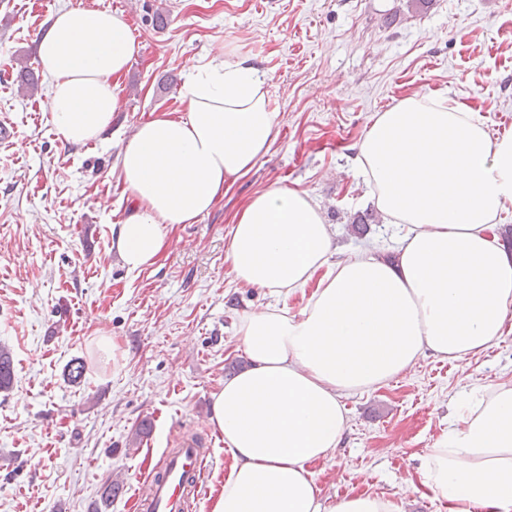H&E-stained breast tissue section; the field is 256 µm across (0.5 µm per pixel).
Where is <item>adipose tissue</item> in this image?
Instances as JSON below:
<instances>
[{"label":"adipose tissue","mask_w":512,"mask_h":512,"mask_svg":"<svg viewBox=\"0 0 512 512\" xmlns=\"http://www.w3.org/2000/svg\"><path fill=\"white\" fill-rule=\"evenodd\" d=\"M140 46L116 14L73 8L38 45L57 137L105 139L115 89ZM254 67L215 57L180 95L185 115L141 122L119 160L132 200L112 247L127 272L156 263L173 225L208 213L272 147L278 112ZM383 218L402 225L393 257L335 259L319 205L272 184L236 215L227 259L239 284L311 294L299 312L253 311L238 336L250 366L213 395L210 421L233 463L212 512H400L358 493L325 503L310 469L334 457L344 397L428 354L465 362L512 319V256L495 226L512 212V135L490 139L465 102L409 96L376 114L356 156ZM421 486L447 512H512V379L457 402L428 448Z\"/></svg>","instance_id":"obj_1"}]
</instances>
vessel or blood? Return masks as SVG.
I'll list each match as a JSON object with an SVG mask.
<instances>
[{
	"instance_id": "obj_1",
	"label": "vessel or blood",
	"mask_w": 512,
	"mask_h": 512,
	"mask_svg": "<svg viewBox=\"0 0 512 512\" xmlns=\"http://www.w3.org/2000/svg\"><path fill=\"white\" fill-rule=\"evenodd\" d=\"M199 446L197 435L187 433L177 451L162 454L135 497L139 512H187L202 486L206 458Z\"/></svg>"
}]
</instances>
